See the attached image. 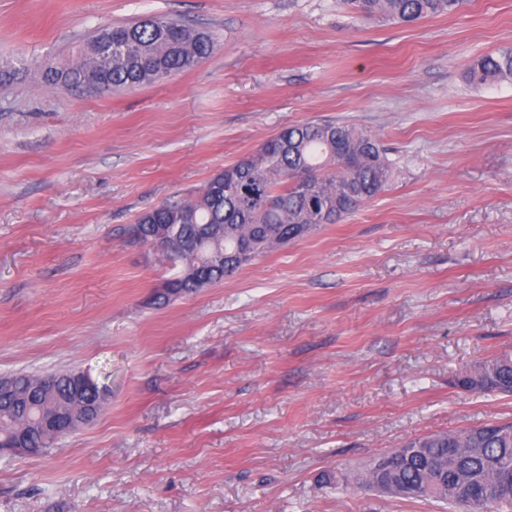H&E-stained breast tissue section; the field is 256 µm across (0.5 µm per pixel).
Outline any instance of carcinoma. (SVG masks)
Returning a JSON list of instances; mask_svg holds the SVG:
<instances>
[{
  "label": "carcinoma",
  "mask_w": 512,
  "mask_h": 512,
  "mask_svg": "<svg viewBox=\"0 0 512 512\" xmlns=\"http://www.w3.org/2000/svg\"><path fill=\"white\" fill-rule=\"evenodd\" d=\"M361 20L414 23L455 15L467 0H341ZM112 37V56L102 49ZM213 50L210 34L175 19L151 17L132 26L106 27L78 49L70 67L45 66V79L63 88L99 93L161 81L191 68ZM466 78L477 85L512 81V47L473 58ZM392 163L375 136L335 121H309L283 129L254 153L213 174L191 200L165 201L140 215L139 243L168 234L177 239L179 272L154 300L166 303L234 276L255 258L338 224L386 190ZM471 392L512 395V357L487 359L458 379ZM106 391L77 371L18 373L0 392V448L43 454L62 435L43 420L93 423ZM409 451L394 468L385 452L351 476L359 488L383 481L388 496L430 499L458 512L512 507V422H488L461 431L432 433L400 447Z\"/></svg>",
  "instance_id": "cac0c4a2"
}]
</instances>
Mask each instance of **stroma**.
Masks as SVG:
<instances>
[{
	"label": "stroma",
	"mask_w": 512,
	"mask_h": 512,
	"mask_svg": "<svg viewBox=\"0 0 512 512\" xmlns=\"http://www.w3.org/2000/svg\"><path fill=\"white\" fill-rule=\"evenodd\" d=\"M208 32L202 63L99 93L46 84L100 28ZM512 0L414 24L339 0H0V376L78 370L109 395L39 456L0 458V512H445L320 483L425 434L512 421L456 385L512 355ZM376 135L389 187L338 224L165 305L137 217L282 129ZM466 78L477 86L512 81V47H505L496 54L473 58L467 68Z\"/></svg>",
	"instance_id": "stroma-1"
}]
</instances>
